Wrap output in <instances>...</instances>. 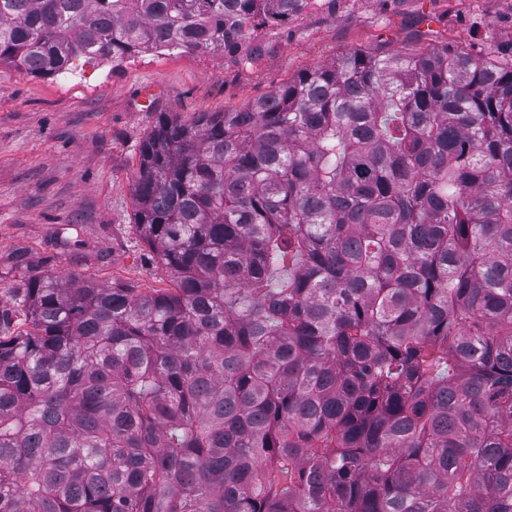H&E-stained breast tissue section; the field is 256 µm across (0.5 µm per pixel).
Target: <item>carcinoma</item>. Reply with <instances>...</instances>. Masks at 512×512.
<instances>
[{"label": "carcinoma", "instance_id": "1", "mask_svg": "<svg viewBox=\"0 0 512 512\" xmlns=\"http://www.w3.org/2000/svg\"><path fill=\"white\" fill-rule=\"evenodd\" d=\"M304 0H0V64L239 56ZM134 226L174 287L0 314V512H512V62L345 53L159 113Z\"/></svg>", "mask_w": 512, "mask_h": 512}]
</instances>
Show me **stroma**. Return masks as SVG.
Here are the masks:
<instances>
[{"label":"stroma","instance_id":"obj_1","mask_svg":"<svg viewBox=\"0 0 512 512\" xmlns=\"http://www.w3.org/2000/svg\"><path fill=\"white\" fill-rule=\"evenodd\" d=\"M251 60L141 55L36 77L0 65V312L20 321L28 276L167 288L133 224L139 149L159 113L229 112L354 49L430 45L512 58V0H334L262 30ZM158 89L144 106L146 86Z\"/></svg>","mask_w":512,"mask_h":512}]
</instances>
